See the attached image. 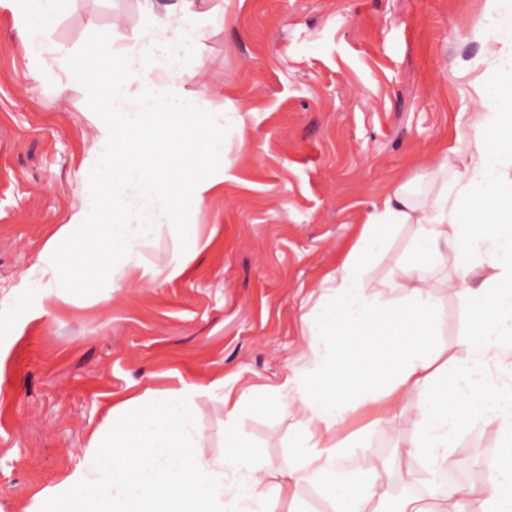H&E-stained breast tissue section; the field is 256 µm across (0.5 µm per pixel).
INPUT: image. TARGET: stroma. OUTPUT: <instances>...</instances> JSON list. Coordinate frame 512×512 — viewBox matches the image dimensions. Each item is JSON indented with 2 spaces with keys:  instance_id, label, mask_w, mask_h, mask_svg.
<instances>
[{
  "instance_id": "obj_1",
  "label": "stroma",
  "mask_w": 512,
  "mask_h": 512,
  "mask_svg": "<svg viewBox=\"0 0 512 512\" xmlns=\"http://www.w3.org/2000/svg\"><path fill=\"white\" fill-rule=\"evenodd\" d=\"M143 0H63L46 24L52 47L112 56L137 37ZM216 17L186 60L201 102L224 113V167L187 216L208 244L182 243L162 225L143 266L180 257L169 281L76 273L67 299L40 278L64 250L47 243L97 181L90 156L96 102L78 83L31 58L13 0H0V512H39L41 492L82 467L87 435L112 406L146 389L223 378L233 394L262 392L298 368L313 338L305 320L326 274L344 260L383 194L436 184L430 162L475 107L484 73L476 34L486 0H194ZM413 225L392 237L366 278L380 300L406 258ZM436 347L461 357L466 322L441 282ZM352 413L342 433L367 429L359 464L381 466L414 435V405L373 425ZM294 416L249 407L237 425L256 465L296 461ZM207 455L224 450V403L204 399ZM495 426L464 433L457 475L483 487Z\"/></svg>"
}]
</instances>
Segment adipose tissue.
Masks as SVG:
<instances>
[{"instance_id": "adipose-tissue-1", "label": "adipose tissue", "mask_w": 512, "mask_h": 512, "mask_svg": "<svg viewBox=\"0 0 512 512\" xmlns=\"http://www.w3.org/2000/svg\"><path fill=\"white\" fill-rule=\"evenodd\" d=\"M62 0H14L21 28L37 63L46 58L45 24ZM497 15L482 34L487 74L471 113L436 157L431 175L439 187L425 202L397 185L373 203L360 235L340 267L327 274L308 321L315 341L303 365L256 408L286 405L298 417L296 464L262 475L245 450L236 420L245 395L194 383L146 390L115 405L111 424L88 434L86 467L66 475L47 496L43 512H273L295 501L300 484L315 486L328 512H426L419 499H393L394 468L370 467L340 479L337 469L363 445L362 432L341 435L357 408L381 405L383 413L418 402L415 437L393 451L411 458L427 476L438 512H512V92L499 83L512 71V0H487ZM206 22L193 0H181L165 17L147 14L141 36L121 50L110 76L91 65L73 68L59 49L53 64L73 70L100 103L91 155L100 167L92 208L103 223L79 209L50 240L58 246L73 228L97 239L91 253H75L71 265L53 267L54 298H63L72 267L135 278L132 257L156 227L199 210L215 187L205 170L224 163L220 135L224 115L200 110L189 84L194 72L183 57L200 45ZM412 224L416 233L394 281L400 296L384 302L369 292L365 272L391 233ZM451 261L443 282L467 321L458 343L464 358L440 362L434 343L437 309L426 273ZM479 275L478 287L466 284ZM222 390L224 452L207 457L197 421L199 402ZM496 426L494 466L483 490L451 482L461 433Z\"/></svg>"}]
</instances>
